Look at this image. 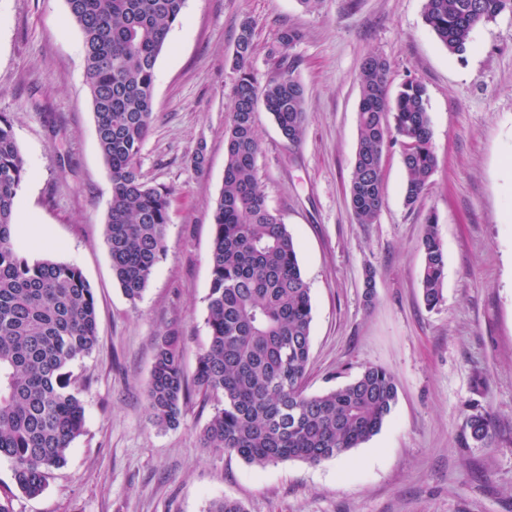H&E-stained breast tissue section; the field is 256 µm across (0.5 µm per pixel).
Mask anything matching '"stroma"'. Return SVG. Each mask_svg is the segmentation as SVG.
Here are the masks:
<instances>
[{"instance_id": "stroma-1", "label": "stroma", "mask_w": 512, "mask_h": 512, "mask_svg": "<svg viewBox=\"0 0 512 512\" xmlns=\"http://www.w3.org/2000/svg\"><path fill=\"white\" fill-rule=\"evenodd\" d=\"M424 0H187L160 54L155 118L140 156L145 181L173 192L166 257L138 302L123 295L103 235L111 180L97 143L83 37L65 0H0V113L11 117L28 174L15 235L29 261L77 266L98 312V344L72 366L82 434L46 490L16 491L0 457V498L13 512H206L219 498L246 512H512V13L478 25L449 54L423 20ZM250 21L259 82L282 29L305 90L307 123L288 143L256 114L257 176L299 244L312 303L305 388L320 394L363 367L389 370L398 401L360 447L309 464L264 467L211 456L197 436L212 409L191 400L177 427L156 426L146 388L156 336L178 330L186 374L209 341L212 208L224 179V131ZM389 63L396 96L426 86L437 168L416 207L404 203L402 147L383 151L376 223L353 217L348 185L358 141V74ZM206 157L196 168V151ZM435 215L446 257L443 300H422L421 239ZM489 434L473 439L470 415Z\"/></svg>"}]
</instances>
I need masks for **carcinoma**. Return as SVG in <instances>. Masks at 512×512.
Here are the masks:
<instances>
[{
    "label": "carcinoma",
    "instance_id": "1",
    "mask_svg": "<svg viewBox=\"0 0 512 512\" xmlns=\"http://www.w3.org/2000/svg\"><path fill=\"white\" fill-rule=\"evenodd\" d=\"M83 35L86 80L99 150L111 179L104 237L113 275L126 298L141 300L153 270L166 256L172 191L142 179L138 158L154 121L156 64L186 0H65ZM512 12V0H425L424 22L454 55L466 52L479 24ZM253 28L242 24L234 61L238 77L224 131V181L213 205L208 294L209 342L192 379L183 365L182 336L155 338L147 405L160 427L179 425L196 396L214 413L198 434L199 447L235 454L264 467L299 460L317 464L359 447L378 434L398 397L394 376L367 366L350 382L309 395L310 288L298 245L267 206L257 178L260 143L256 112L262 106L290 143L307 121L305 91L294 76L295 58L273 56L275 78L259 85L248 60ZM389 64L370 54L358 84V144L349 200L359 224L377 221L384 200L382 153L400 141L404 200L414 206L436 160L426 87L406 82L395 101L387 93ZM28 173L13 124L0 113V457L12 464L16 487L29 497L63 467L84 425V406L71 366L98 342L95 297L82 271L52 259L29 262L14 237L15 200ZM420 249L422 297L443 299L445 255L433 215ZM471 436L488 435L487 418H469ZM207 512H246L224 498Z\"/></svg>",
    "mask_w": 512,
    "mask_h": 512
}]
</instances>
